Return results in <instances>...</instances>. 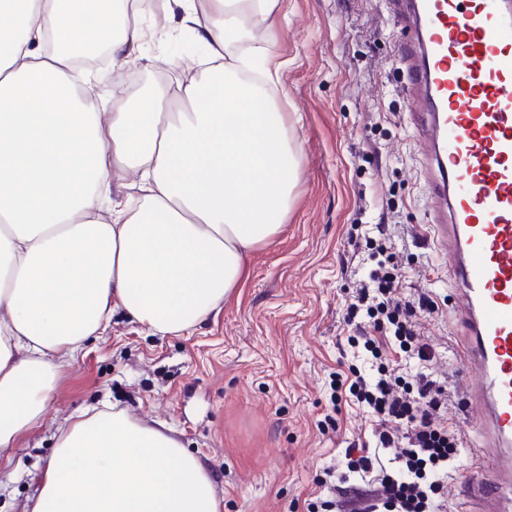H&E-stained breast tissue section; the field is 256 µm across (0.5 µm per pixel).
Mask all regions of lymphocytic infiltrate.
I'll return each instance as SVG.
<instances>
[{
    "label": "lymphocytic infiltrate",
    "instance_id": "1",
    "mask_svg": "<svg viewBox=\"0 0 512 512\" xmlns=\"http://www.w3.org/2000/svg\"><path fill=\"white\" fill-rule=\"evenodd\" d=\"M371 257L375 266L368 282L352 293L347 315L367 318L363 349L376 362L377 375L355 374L348 393L372 416L374 427L371 442L345 448L343 477L373 485L363 512H442L441 490L461 443L441 421L447 395L423 370L433 351L412 321L415 311L430 310L431 304L424 297L414 307L396 299L399 256L390 246L377 244ZM391 349L415 363L413 380L383 363Z\"/></svg>",
    "mask_w": 512,
    "mask_h": 512
}]
</instances>
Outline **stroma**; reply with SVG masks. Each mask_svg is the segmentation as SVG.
Here are the masks:
<instances>
[{
	"label": "stroma",
	"mask_w": 512,
	"mask_h": 512,
	"mask_svg": "<svg viewBox=\"0 0 512 512\" xmlns=\"http://www.w3.org/2000/svg\"><path fill=\"white\" fill-rule=\"evenodd\" d=\"M397 9V0H280L263 48L282 64L272 92L303 153L281 233L191 331L153 336L118 313L89 337L63 364L46 415L0 450V512H27L66 417L109 405L172 427L209 471L218 512H325L327 467L371 433L362 408L330 401L331 381L368 369L346 320L348 295L372 267L351 240L357 224L388 225L401 261L397 298L424 294L433 304L417 319L435 351L428 369L451 395L444 423L462 441L445 510L473 508L461 477L473 470L477 431L448 276L424 235V138L394 56ZM163 16L139 17L149 37L137 65L102 66L95 100H121L133 85L172 91L200 75L207 50L196 30L159 36Z\"/></svg>",
	"instance_id": "obj_1"
}]
</instances>
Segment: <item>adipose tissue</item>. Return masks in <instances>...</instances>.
<instances>
[{
	"instance_id": "ef3b65f1",
	"label": "adipose tissue",
	"mask_w": 512,
	"mask_h": 512,
	"mask_svg": "<svg viewBox=\"0 0 512 512\" xmlns=\"http://www.w3.org/2000/svg\"><path fill=\"white\" fill-rule=\"evenodd\" d=\"M119 0H0V449L45 414L64 361L115 312L188 332L282 229L301 146L254 40L279 0H167L210 68L175 93L90 98L83 63H137ZM137 178L136 205L112 186ZM30 512H217L213 481L165 423L89 408L65 420Z\"/></svg>"
}]
</instances>
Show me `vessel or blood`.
<instances>
[{
	"mask_svg": "<svg viewBox=\"0 0 512 512\" xmlns=\"http://www.w3.org/2000/svg\"><path fill=\"white\" fill-rule=\"evenodd\" d=\"M395 23L482 436L478 512H512V0H405Z\"/></svg>",
	"mask_w": 512,
	"mask_h": 512,
	"instance_id": "vessel-or-blood-1",
	"label": "vessel or blood"
}]
</instances>
